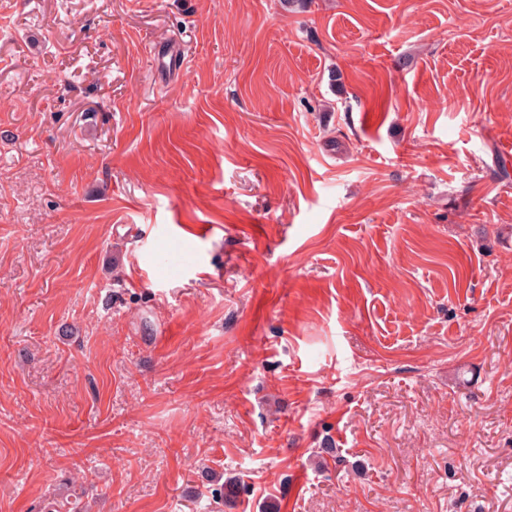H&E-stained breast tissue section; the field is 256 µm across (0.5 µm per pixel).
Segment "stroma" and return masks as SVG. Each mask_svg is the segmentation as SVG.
I'll use <instances>...</instances> for the list:
<instances>
[{"instance_id":"35a3bbf8","label":"stroma","mask_w":512,"mask_h":512,"mask_svg":"<svg viewBox=\"0 0 512 512\" xmlns=\"http://www.w3.org/2000/svg\"><path fill=\"white\" fill-rule=\"evenodd\" d=\"M67 496L512 512V0H0V512Z\"/></svg>"}]
</instances>
